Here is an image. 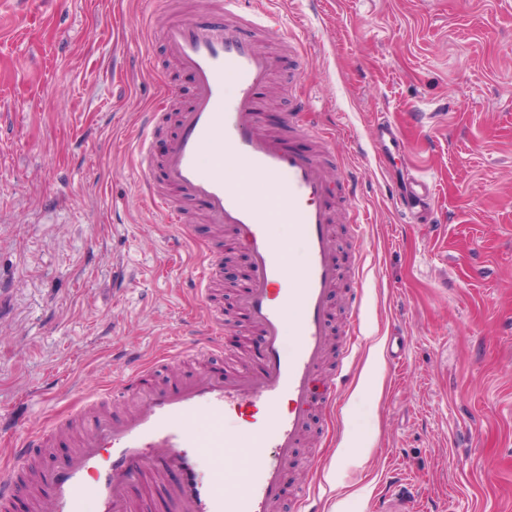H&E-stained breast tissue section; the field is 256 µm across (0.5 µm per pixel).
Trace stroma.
<instances>
[{"mask_svg":"<svg viewBox=\"0 0 512 512\" xmlns=\"http://www.w3.org/2000/svg\"><path fill=\"white\" fill-rule=\"evenodd\" d=\"M282 36L265 128L304 107L332 138L343 182L369 218L362 272L333 298L331 332L352 344L349 379L288 465L285 498L316 485L320 512H377L383 488L411 512H512V0H254ZM218 15L216 0H11L0 9V419L27 424L192 343L195 250L138 180L137 135L161 111L155 161L192 81L157 29ZM407 146L388 172L378 113ZM434 202L408 224L395 204L411 169ZM196 237L229 258L200 202ZM362 294L361 335L342 308ZM224 356L251 335L237 290L220 289ZM408 338L402 364L386 355Z\"/></svg>","mask_w":512,"mask_h":512,"instance_id":"1","label":"stroma"}]
</instances>
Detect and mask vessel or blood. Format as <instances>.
<instances>
[{"mask_svg":"<svg viewBox=\"0 0 512 512\" xmlns=\"http://www.w3.org/2000/svg\"><path fill=\"white\" fill-rule=\"evenodd\" d=\"M219 2L220 21L175 20L159 30L173 60L194 82L192 102L180 113L178 133L164 157L163 177L169 189L202 202L210 221L231 229L233 245L247 251L242 307L263 338L261 371L223 373L209 365L223 354L224 330V313L211 300L221 260L218 251H210L193 281L202 336L189 350L166 359L176 365L194 357L196 374L159 389L152 370L136 367L110 390L86 396V404L94 405L133 389L139 403L119 419L97 416L80 432L68 458L33 474L34 482L51 490V512H142L130 487L144 484L147 475L167 473L177 477L169 490L174 512H272L282 499L286 467L302 430L317 407H334L340 393L343 374L323 370L330 345L327 296L339 277L336 222L346 210L342 204L333 210L325 206L333 189L324 165L335 151L314 127L291 126L317 144L304 154L260 125L255 100L270 82L274 64L252 32L274 25L270 16L242 11V0ZM373 141L383 165L405 149L397 127L385 118L378 121ZM228 161L262 182V196L228 180ZM432 201L431 183L422 173L413 174L401 211L420 213ZM275 223L292 225L298 262H290L283 243L269 236L267 227ZM247 408L264 412L265 418L251 429L252 462L241 476L225 469L224 457L240 446L233 424ZM199 424L209 427L208 437L197 435ZM18 432L10 448L17 465L0 470V512L22 488L18 464L46 438L42 429L22 426ZM226 482L233 492L218 493Z\"/></svg>","mask_w":512,"mask_h":512,"instance_id":"obj_1","label":"vessel or blood"}]
</instances>
